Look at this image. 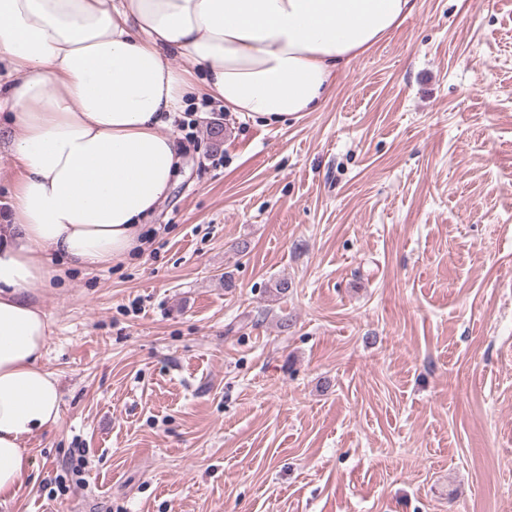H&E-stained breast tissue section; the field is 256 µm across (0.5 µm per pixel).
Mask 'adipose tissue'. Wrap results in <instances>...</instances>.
I'll use <instances>...</instances> for the list:
<instances>
[{
	"instance_id": "1",
	"label": "adipose tissue",
	"mask_w": 512,
	"mask_h": 512,
	"mask_svg": "<svg viewBox=\"0 0 512 512\" xmlns=\"http://www.w3.org/2000/svg\"><path fill=\"white\" fill-rule=\"evenodd\" d=\"M412 0H0V139L16 173L0 225V507L62 419L43 364L50 322L30 295L99 270L143 233L187 150L171 130L190 98L276 121L319 108L348 63ZM188 59L185 68L169 58Z\"/></svg>"
}]
</instances>
